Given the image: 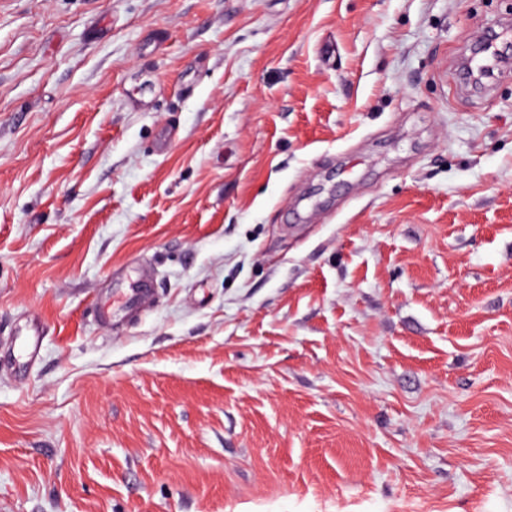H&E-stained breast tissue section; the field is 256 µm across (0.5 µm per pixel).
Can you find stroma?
Returning <instances> with one entry per match:
<instances>
[{"instance_id": "1", "label": "stroma", "mask_w": 512, "mask_h": 512, "mask_svg": "<svg viewBox=\"0 0 512 512\" xmlns=\"http://www.w3.org/2000/svg\"><path fill=\"white\" fill-rule=\"evenodd\" d=\"M507 20L0 0V512H512ZM155 290V281L152 275L140 273L135 288L128 293H121L116 301V294L113 295L111 309L100 308L99 316L104 321L111 320L117 310L127 315H137L143 312L149 305ZM44 329L42 323L36 318L27 320L24 331L21 330L15 336L10 357L12 359L11 371L15 374L19 371L21 365L29 364L36 357L43 342Z\"/></svg>"}]
</instances>
